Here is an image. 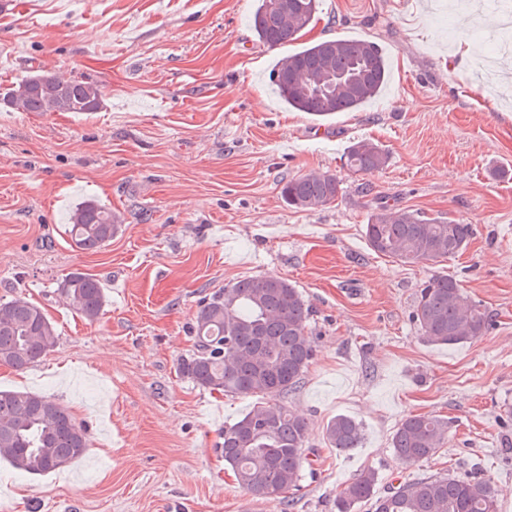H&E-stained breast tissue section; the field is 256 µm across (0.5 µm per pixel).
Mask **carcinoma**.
I'll return each mask as SVG.
<instances>
[{"label": "carcinoma", "mask_w": 512, "mask_h": 512, "mask_svg": "<svg viewBox=\"0 0 512 512\" xmlns=\"http://www.w3.org/2000/svg\"><path fill=\"white\" fill-rule=\"evenodd\" d=\"M319 0H258L250 23L260 42L277 47L296 40L314 19ZM388 78L378 45L368 39L322 40L288 54L270 82L285 105L315 120L358 110L375 97ZM101 86L38 69L0 88V107L16 112L83 114L100 109ZM346 166L355 173L386 168L389 153L360 140L347 147ZM341 193L336 175L311 173L286 181L281 198L287 207L309 210L333 204ZM119 231V218L93 200L82 202L69 218L72 245L95 251ZM369 248L404 264L440 263L466 249L470 224L428 217L413 210L377 206L363 226ZM58 291L75 312L96 320L106 304L100 281L74 270ZM309 309L287 279L251 276L214 294L197 310L191 333L195 352L180 372L196 385L226 396L254 398L252 408L224 427L219 443L224 463L238 485L255 501L287 497L299 487L307 460L308 422L282 399L293 392L313 358L306 334ZM413 320L423 338L437 345L475 341L493 326L487 308L465 294L457 280L439 275L420 285ZM54 325L34 303L14 298L0 303V362L23 370L56 345ZM448 422L433 415L403 419L391 437L395 456L413 465L443 447ZM338 453L359 447L362 425L338 414L325 427ZM88 448L85 430L59 400L28 391L0 390V459L30 475L69 467ZM372 471L357 474L336 496V512H499L498 491L486 478L466 472L408 480L376 491Z\"/></svg>", "instance_id": "cac0c4a2"}]
</instances>
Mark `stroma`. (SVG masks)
Here are the masks:
<instances>
[{
	"mask_svg": "<svg viewBox=\"0 0 512 512\" xmlns=\"http://www.w3.org/2000/svg\"><path fill=\"white\" fill-rule=\"evenodd\" d=\"M257 0H17L0 15V84L42 68L97 81L103 107L37 116L0 108V300L40 306L58 340L35 364H0V390L65 404L87 433L66 470L28 475L0 461V512H269L239 488L218 445L252 405L195 386L179 364L202 300L249 276L288 279L312 310L314 350L287 404L308 422L293 506L336 512L337 493L371 470L384 493L408 479L467 470L512 512V50L492 46L501 13L468 0H320L297 46L374 41L390 78L355 112L318 123L276 97L269 73L288 54L259 42ZM366 139L389 165L353 174ZM329 172L335 203L295 210L290 178ZM120 229L95 251L65 226L84 200ZM473 225L438 264L372 252L377 203ZM80 270L107 304L97 320L57 291ZM454 277L492 314L480 339L427 342L412 319L420 284ZM360 421V448H330L336 415ZM450 421L443 448L406 465L391 437L410 415Z\"/></svg>",
	"mask_w": 512,
	"mask_h": 512,
	"instance_id": "35a3bbf8",
	"label": "stroma"
}]
</instances>
